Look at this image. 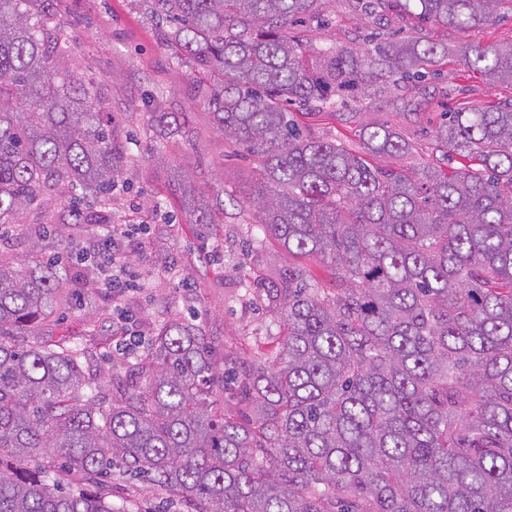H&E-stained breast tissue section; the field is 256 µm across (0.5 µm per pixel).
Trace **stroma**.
Listing matches in <instances>:
<instances>
[{
	"instance_id": "1",
	"label": "stroma",
	"mask_w": 512,
	"mask_h": 512,
	"mask_svg": "<svg viewBox=\"0 0 512 512\" xmlns=\"http://www.w3.org/2000/svg\"><path fill=\"white\" fill-rule=\"evenodd\" d=\"M54 6L76 39L80 76L94 82L108 111L132 137L128 166L113 192V217L144 230L130 267L138 287L117 297L98 288L81 300H68L62 307L64 321L43 333L48 338L76 334L86 321H95V363L103 376L120 377L139 350L113 329L118 313L128 314L130 330L146 339L167 316L192 319L202 325L217 368L226 374L213 385L212 400L239 422L249 423L250 404L241 389L244 372L257 358H276L281 348L276 315L262 285L290 265L326 279L324 264L312 257L281 259L280 245L245 205L256 183L253 157L216 130L209 106L197 94L194 66L173 58L143 0H55ZM326 9L332 27L298 29L305 45L366 48L368 29L352 0H329ZM422 36L452 50L473 44L505 46L512 43V10L502 9L496 22L481 28L429 25ZM428 85V90L413 93L420 103L418 115L403 116L384 99L370 102L362 116L367 123L395 126L414 144V152L404 159L412 167L431 160L429 133L440 113L512 100L511 85H487L452 58ZM150 94L166 111L190 113L191 137L163 146L167 164L188 171L205 196L228 194L223 223L206 229L189 223L180 195L168 184L167 164L149 161L158 146L146 103ZM302 122L313 136L340 141L360 154L366 150L356 125L328 111L304 116ZM110 487L113 504L127 505L131 512H187L186 504L140 477L116 476Z\"/></svg>"
}]
</instances>
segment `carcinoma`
<instances>
[{
  "label": "carcinoma",
  "instance_id": "1",
  "mask_svg": "<svg viewBox=\"0 0 512 512\" xmlns=\"http://www.w3.org/2000/svg\"><path fill=\"white\" fill-rule=\"evenodd\" d=\"M169 47L209 86L226 140L258 161L254 206L290 256L326 261L264 285L284 318L281 351L245 379V425L209 399L217 375L201 327L158 323L147 353L107 393L80 337L15 343L55 322L72 279L44 260V225L70 193L72 225L112 223L127 141L93 82L76 77L73 35L53 0H0V228L28 240L0 253V512H126L102 475H143L191 512H512V101L444 113L435 161L383 168L301 129L288 112L341 108L377 81L416 87L448 46L420 36L311 51L291 35L325 0H145ZM445 27L497 19L503 0H355ZM464 67L512 85V43L467 48ZM164 139L187 112L151 113ZM370 154L403 159L395 127L359 124ZM453 152L473 161L451 174ZM195 224L224 200L170 169ZM38 212L40 222L26 216ZM58 454L68 472L55 473Z\"/></svg>",
  "mask_w": 512,
  "mask_h": 512
}]
</instances>
